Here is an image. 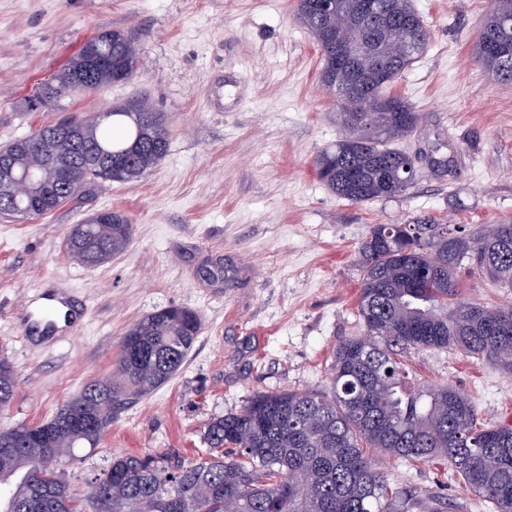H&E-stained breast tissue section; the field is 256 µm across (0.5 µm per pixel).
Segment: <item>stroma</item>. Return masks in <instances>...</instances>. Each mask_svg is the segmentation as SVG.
Returning <instances> with one entry per match:
<instances>
[{
    "label": "stroma",
    "instance_id": "35a3bbf8",
    "mask_svg": "<svg viewBox=\"0 0 512 512\" xmlns=\"http://www.w3.org/2000/svg\"><path fill=\"white\" fill-rule=\"evenodd\" d=\"M297 0H0V148L66 113L143 98L165 116L169 150L138 181L103 184L56 211L0 217V358L17 376L0 430L46 421L108 377L119 340L170 305L196 311L201 332L173 379L114 412L96 447L64 459L71 493L113 456L204 457L211 419L260 391L331 388L333 352L361 335L358 248L374 225L419 220L478 237L512 218V85L491 78L474 46L488 0H413L426 52L392 86L418 114L398 148L418 159L404 194L354 203L318 179L315 159L341 136L321 54ZM137 37L133 78L59 104L42 86L104 31ZM131 224L127 249L97 266L66 250L74 224L104 210ZM223 263L224 276L201 267ZM462 299L512 302V290L460 272ZM65 292L85 308L75 334L25 331V312ZM417 379L477 402L483 423L512 424V372L451 349L409 356ZM391 490L411 487L462 512H493L440 461L380 457Z\"/></svg>",
    "mask_w": 512,
    "mask_h": 512
}]
</instances>
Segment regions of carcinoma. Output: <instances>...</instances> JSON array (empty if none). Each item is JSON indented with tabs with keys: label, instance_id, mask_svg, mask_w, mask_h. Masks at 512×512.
<instances>
[{
	"label": "carcinoma",
	"instance_id": "carcinoma-1",
	"mask_svg": "<svg viewBox=\"0 0 512 512\" xmlns=\"http://www.w3.org/2000/svg\"><path fill=\"white\" fill-rule=\"evenodd\" d=\"M383 25L362 28V0H336V11L314 17L309 0H297V17L322 54L321 79L333 93L347 134L320 152L317 174L337 196L355 203L404 194L415 166L394 146L416 127L415 107L387 93L426 50L428 35L412 0H380ZM491 9L476 41V58L503 84H512V56L486 47L495 39L512 47V0H490ZM348 39L379 44L381 68L368 69L362 82L336 65L324 43L325 28ZM106 47L110 62L99 68L90 91L136 70L135 36L105 31L87 40ZM84 65L78 54L55 76L56 93ZM83 127L74 139L50 137L52 126ZM163 113L142 99L113 107L107 119L71 116L41 126L16 141L21 167H37L48 155L71 168L49 169L58 196L32 209L46 215L85 190L134 182L158 165L169 148ZM124 162L113 179L92 166L102 151ZM101 218L74 225L69 255L95 265L123 252L130 241L126 215L106 209ZM476 239L448 235L434 224H376L359 247L361 284L357 312L364 330L338 344L329 391H276L255 394L239 413L213 419L204 434L205 458L186 461L171 455H121L92 481L93 512H413L416 492H389L384 472L367 454L375 448L395 458L444 461L474 495L496 512H512V427L488 426L474 401L448 385L428 386L412 377L408 354L420 349H452L485 358L512 371V307H487L460 298L458 269L475 265L488 280L512 288V219ZM413 245L421 254L408 265L401 253ZM195 311L169 306L130 327L120 338L112 376L91 382L49 420L33 427L44 440L27 442L29 425L0 431V503L14 512H82L67 484L56 480L59 462L74 450L96 447L123 409L168 382L180 370L200 334ZM16 390L13 366L0 358V408Z\"/></svg>",
	"mask_w": 512,
	"mask_h": 512
}]
</instances>
